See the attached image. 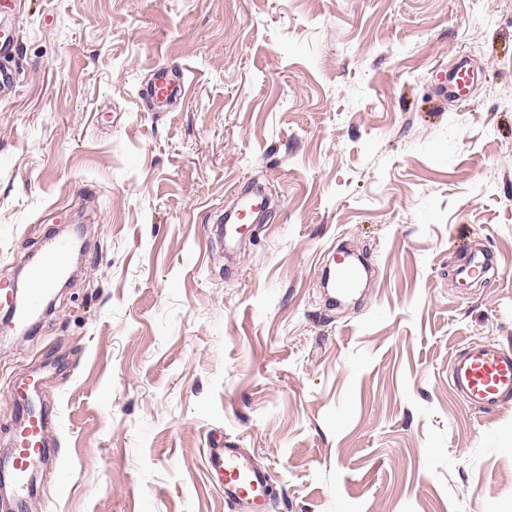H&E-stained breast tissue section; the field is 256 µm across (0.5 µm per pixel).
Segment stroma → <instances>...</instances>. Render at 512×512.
<instances>
[{
	"instance_id": "obj_1",
	"label": "stroma",
	"mask_w": 512,
	"mask_h": 512,
	"mask_svg": "<svg viewBox=\"0 0 512 512\" xmlns=\"http://www.w3.org/2000/svg\"><path fill=\"white\" fill-rule=\"evenodd\" d=\"M0 25V284L86 242L32 334L0 300V455L29 376L48 419L0 512H226L220 438L271 469L269 512H512V406L448 383L456 349H512V0H0ZM463 58L469 98L439 97ZM160 67L180 102L141 99ZM251 188L270 212L226 250ZM345 245L374 273L332 307ZM264 206V200L255 201L253 198H243L237 203L236 210L225 214V225L219 224V235L224 233L225 240H233L239 234L238 224L249 221L252 213Z\"/></svg>"
}]
</instances>
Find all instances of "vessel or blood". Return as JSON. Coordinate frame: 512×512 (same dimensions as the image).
I'll return each instance as SVG.
<instances>
[{
	"mask_svg": "<svg viewBox=\"0 0 512 512\" xmlns=\"http://www.w3.org/2000/svg\"><path fill=\"white\" fill-rule=\"evenodd\" d=\"M473 80L468 65L459 64L449 73L443 91L450 99L462 100L467 97ZM145 93L163 104L183 97L184 86L160 69ZM260 207V202L253 198L240 200L235 210L225 215L220 228L225 239H235L239 224L250 219ZM71 251L69 238L53 239L47 253L28 273L27 296L16 311L18 319L28 320L40 313L46 294L67 270ZM358 281L359 274L351 265L338 263L332 278L334 290L349 294ZM448 379L455 392L473 409L496 411L507 407L512 404V350L495 343L465 346L454 355ZM21 412L26 425L18 434L10 461L13 485L19 492L26 487L29 473L42 451L46 424L45 414L37 413L32 405H25ZM208 468L224 487L228 512H267L272 474L247 449L235 446L212 449Z\"/></svg>",
	"mask_w": 512,
	"mask_h": 512,
	"instance_id": "obj_1",
	"label": "vessel or blood"
}]
</instances>
